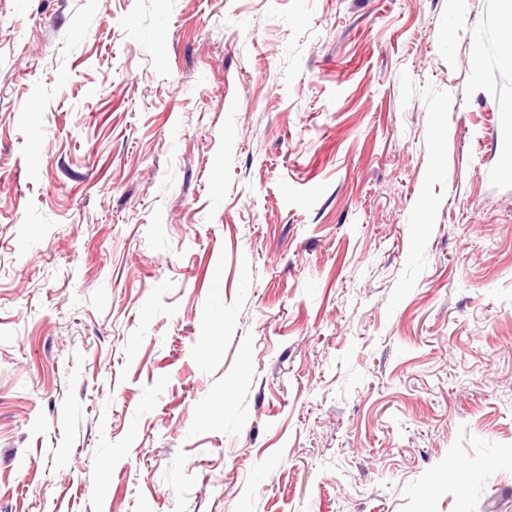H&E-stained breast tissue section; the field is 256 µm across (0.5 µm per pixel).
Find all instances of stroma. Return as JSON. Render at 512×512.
Listing matches in <instances>:
<instances>
[{
    "label": "stroma",
    "mask_w": 512,
    "mask_h": 512,
    "mask_svg": "<svg viewBox=\"0 0 512 512\" xmlns=\"http://www.w3.org/2000/svg\"><path fill=\"white\" fill-rule=\"evenodd\" d=\"M503 15L0 0V512H512Z\"/></svg>",
    "instance_id": "35a3bbf8"
}]
</instances>
